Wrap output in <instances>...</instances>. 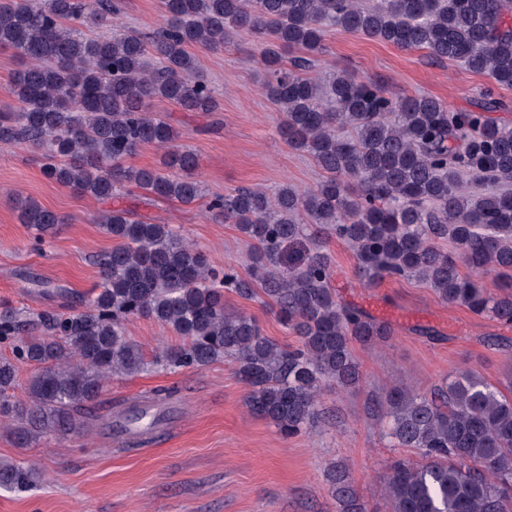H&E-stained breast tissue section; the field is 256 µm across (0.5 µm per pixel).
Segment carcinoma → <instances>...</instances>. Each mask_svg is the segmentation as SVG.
<instances>
[{
    "mask_svg": "<svg viewBox=\"0 0 512 512\" xmlns=\"http://www.w3.org/2000/svg\"><path fill=\"white\" fill-rule=\"evenodd\" d=\"M159 30L90 37L76 24L115 23L113 0H0V47L16 51V109L0 118V144L28 143L47 174L99 200L122 192L194 202L196 154L177 145L179 132L151 109L167 99L186 112H213L212 87L198 75L188 48L220 51L249 31L271 45L264 52L267 91L280 111V135L308 153L326 174L299 194L275 198L242 187L215 195L212 216L238 225L255 244L249 276L218 269L170 224H149L120 206L98 222L116 240L98 259V292L81 310H44L23 321L0 312V419L18 444L85 428L79 406L114 375L148 366L126 323L148 317L177 342L154 357L168 368L203 367L228 358L248 387V410L285 436L315 424L327 382L359 383L352 344L373 345L390 326L345 303L330 287L332 260L324 241L356 252L371 286L415 278L438 298L512 324V127L489 113L508 102L487 92L475 109L450 112L427 95H396L345 73L323 79L302 68L323 50V32L346 33L424 50L459 61L473 73L512 87V0H164ZM304 57L288 67L281 52ZM145 144L168 149V173L125 166ZM15 204L33 231V245L62 223L32 199ZM309 240L302 263L284 265L285 246ZM466 266L476 275L461 273ZM511 280L496 290L478 274ZM299 337L292 348L264 336L256 321L224 307V293L242 298L256 286ZM39 367L24 397L20 365ZM392 448L421 457L390 460L382 485L387 512H512V395L476 372L460 371L421 392L397 386L378 401ZM39 472L0 462V489L23 491ZM336 512H367L349 473H330Z\"/></svg>",
    "mask_w": 512,
    "mask_h": 512,
    "instance_id": "carcinoma-1",
    "label": "carcinoma"
}]
</instances>
